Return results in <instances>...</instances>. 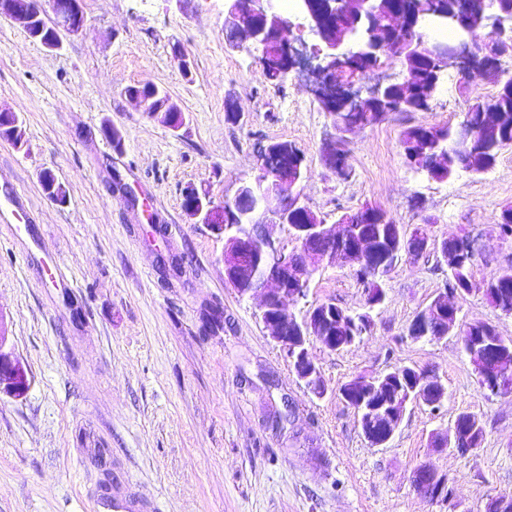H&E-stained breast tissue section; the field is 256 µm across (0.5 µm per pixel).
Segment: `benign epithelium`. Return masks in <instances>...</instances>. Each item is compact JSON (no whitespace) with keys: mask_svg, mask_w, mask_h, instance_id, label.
<instances>
[{"mask_svg":"<svg viewBox=\"0 0 512 512\" xmlns=\"http://www.w3.org/2000/svg\"><path fill=\"white\" fill-rule=\"evenodd\" d=\"M277 0H226L231 16L229 30L235 32L241 42L259 49H273L286 60L283 76L292 72L306 74L309 90L324 111L336 118V108L346 112H361L366 105L377 100L387 81L382 79L365 89L360 81L336 80V70L366 55H388L389 45L385 36L400 29L407 22L401 13L380 10V0H326L323 9L314 0H295L297 11L308 23L318 44L311 47L310 55L296 48L283 37L290 22L280 12ZM502 0H448L445 9L427 12L412 20L420 34V46L438 63L436 80H441L447 70L457 68L462 72L480 77L501 76L497 59L489 57L475 37H461L454 43L428 38L426 30L464 27L467 17L477 11L481 14V28L486 37L501 41L512 40V9L501 7ZM355 8L372 21L364 35L356 37L336 28V15ZM52 11L57 19V31L79 33L85 26L82 0H0V16L20 24L35 37L41 35L38 25L44 23L43 15ZM472 146V131L461 126L456 134L454 150L466 154ZM345 148L334 139L323 145L326 165L342 178ZM260 173L252 180L241 182L234 197L223 204L214 203L209 196L201 195L189 187L184 191L186 211L199 223L207 225L216 235L224 238V265L238 262L244 256H252L264 262L266 273L250 288L237 289L242 296L263 294L259 317L270 330L271 339L288 355L296 376L318 398L326 396L321 371L310 356L313 342L325 349L337 351L336 337L312 318V309L305 311L300 320L290 312L307 293L310 277L316 265L339 262L352 271L380 274L391 265L378 263L377 253L369 240L358 231L364 221L384 222L378 212L363 206L343 215L336 224H326L319 217L309 224L293 223V212L304 207L296 186L305 177L304 156L292 146L282 147L276 142L263 146L259 152ZM286 225L297 246L288 251L275 245L267 232L268 225ZM434 240L427 233L414 231L405 239L401 256L418 261L433 253ZM441 256L448 268L459 267L464 257L474 258L478 249L473 239L454 238L443 240ZM466 289H449L441 292L430 308L414 319L408 329L413 340L423 339L426 324L436 326L440 336L453 332L459 336L464 324L459 322L458 300ZM497 329H490L481 344L473 347L470 361L481 372L483 388L492 394L512 391V357L507 355L495 340ZM7 327L0 320V391L20 397L30 388L28 370L13 352L6 349ZM390 376L386 372L376 376L353 380L340 388L339 395L346 401L357 397L362 384L381 383ZM406 412V406L387 412L368 409L358 423L365 438L374 446H383L393 437ZM436 451L451 449L459 454L475 452L467 447L468 435L457 428L446 435H435ZM414 486L432 502L443 501L442 491L446 478L436 468L416 470L412 475Z\"/></svg>","mask_w":512,"mask_h":512,"instance_id":"7a95c632","label":"benign epithelium"}]
</instances>
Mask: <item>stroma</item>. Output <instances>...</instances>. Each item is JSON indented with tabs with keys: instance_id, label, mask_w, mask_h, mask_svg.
Instances as JSON below:
<instances>
[{
	"instance_id": "obj_1",
	"label": "stroma",
	"mask_w": 512,
	"mask_h": 512,
	"mask_svg": "<svg viewBox=\"0 0 512 512\" xmlns=\"http://www.w3.org/2000/svg\"><path fill=\"white\" fill-rule=\"evenodd\" d=\"M224 5L82 0L86 27L58 50L0 18V106L18 113L24 139L0 138V197L24 196L52 246L27 261L30 239L0 221V318L32 379L23 396L0 392V512H91L106 491L99 454L147 512H484L487 498L512 495V393L480 388L457 336L408 335L443 292L447 264L398 261L360 343L313 345L328 389L318 398L270 339L258 298L226 280L224 242L188 215L183 194L192 186L223 203L257 176L261 145L289 142L307 165L301 199L326 223L370 204L405 230L428 224L438 242L477 237L473 276L490 278L512 263V239L494 228L512 202V147L486 173L436 182L407 164L400 138L411 125L458 126L496 82L449 69L428 110L347 133L343 181L323 162L336 131L304 77L271 84L258 50L227 44ZM146 82L181 110L179 129L128 98ZM45 171L64 202L44 191ZM325 301L363 310L349 268L319 266L293 312ZM400 365L434 369L447 396L436 411L409 405L375 447L338 391ZM463 412L482 419L481 448L435 451V433ZM428 461L452 482L451 503L413 486Z\"/></svg>"
}]
</instances>
